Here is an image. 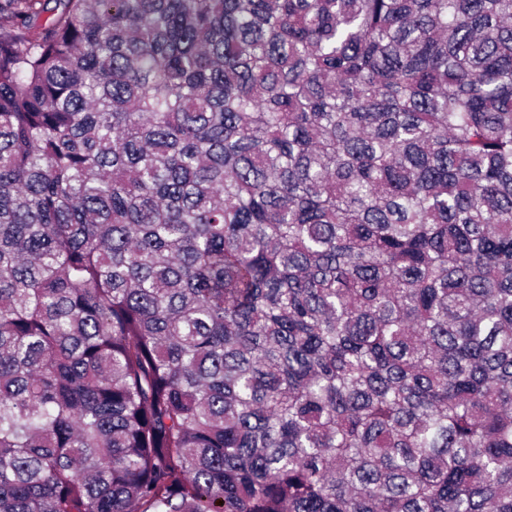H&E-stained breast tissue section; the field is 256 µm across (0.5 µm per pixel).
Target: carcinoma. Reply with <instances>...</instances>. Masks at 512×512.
Segmentation results:
<instances>
[{"label": "carcinoma", "instance_id": "1", "mask_svg": "<svg viewBox=\"0 0 512 512\" xmlns=\"http://www.w3.org/2000/svg\"><path fill=\"white\" fill-rule=\"evenodd\" d=\"M0 512H512V0H0Z\"/></svg>", "mask_w": 512, "mask_h": 512}]
</instances>
